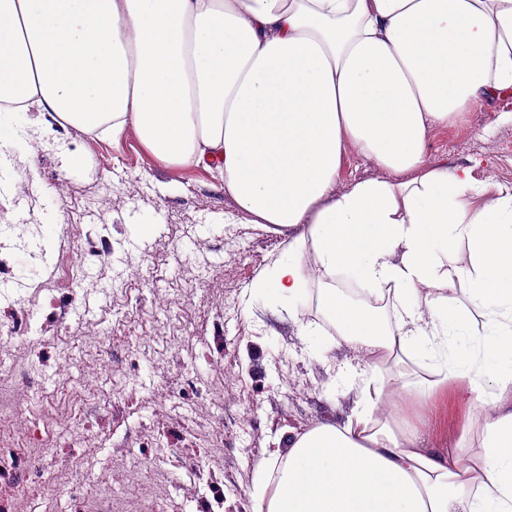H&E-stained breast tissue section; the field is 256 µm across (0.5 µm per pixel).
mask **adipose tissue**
I'll use <instances>...</instances> for the list:
<instances>
[{"instance_id": "ef3b65f1", "label": "adipose tissue", "mask_w": 512, "mask_h": 512, "mask_svg": "<svg viewBox=\"0 0 512 512\" xmlns=\"http://www.w3.org/2000/svg\"><path fill=\"white\" fill-rule=\"evenodd\" d=\"M508 96L512 0H0V149L41 112L43 136L131 128L160 164L217 173L285 239L252 296L295 309L313 249L321 313L367 354L346 421L256 470V512H512V192L468 214L470 169L427 160L432 128ZM351 146L404 181L335 194ZM403 355L418 400L467 385L478 443L422 448L374 418L378 360Z\"/></svg>"}]
</instances>
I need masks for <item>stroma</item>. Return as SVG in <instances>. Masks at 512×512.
Here are the masks:
<instances>
[{"instance_id": "stroma-1", "label": "stroma", "mask_w": 512, "mask_h": 512, "mask_svg": "<svg viewBox=\"0 0 512 512\" xmlns=\"http://www.w3.org/2000/svg\"><path fill=\"white\" fill-rule=\"evenodd\" d=\"M510 112L501 100L429 133L431 158L472 168L484 203L512 191ZM32 119V147L0 176V203L31 227L20 250L0 235V321L31 324L35 342L1 349L0 362L46 377L52 397L40 428L74 465L45 462L59 495L0 483V500L22 501L25 512H97L90 488L76 485L82 468L111 487L109 512H198L216 490L223 512H254L252 480L267 449L349 414L357 395L340 374L361 355L340 341L322 357L309 347L303 331L321 319L317 282L292 312L251 297L282 237L250 223L207 171L159 165L131 129L114 142L59 126L38 150L44 118ZM359 179L401 176L351 148L334 190ZM74 244L98 258L70 269ZM66 300L74 308L66 327L47 332ZM188 376L197 391L186 388ZM383 387L423 447H455L464 427L481 424L464 385L427 405L392 377ZM87 398L101 410L76 420Z\"/></svg>"}]
</instances>
